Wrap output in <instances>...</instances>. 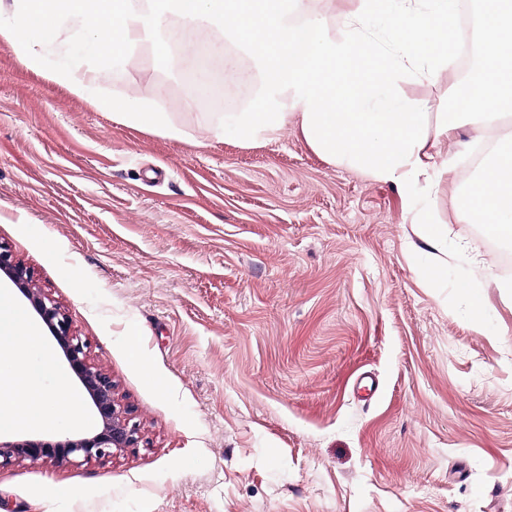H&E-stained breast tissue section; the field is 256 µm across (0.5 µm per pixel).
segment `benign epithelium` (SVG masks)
I'll list each match as a JSON object with an SVG mask.
<instances>
[{
    "mask_svg": "<svg viewBox=\"0 0 512 512\" xmlns=\"http://www.w3.org/2000/svg\"><path fill=\"white\" fill-rule=\"evenodd\" d=\"M0 272L24 294L40 319L51 330L72 374L90 397L98 426L94 433L63 442L44 439L0 440V467L30 460L60 464L77 456L83 461L117 457L144 443L133 410L116 396L115 384L104 369L89 359V344L73 329L62 307L42 289L35 287L33 272L17 261L9 248L0 244Z\"/></svg>",
    "mask_w": 512,
    "mask_h": 512,
    "instance_id": "1",
    "label": "benign epithelium"
}]
</instances>
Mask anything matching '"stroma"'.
I'll return each instance as SVG.
<instances>
[{
	"label": "stroma",
	"mask_w": 512,
	"mask_h": 512,
	"mask_svg": "<svg viewBox=\"0 0 512 512\" xmlns=\"http://www.w3.org/2000/svg\"><path fill=\"white\" fill-rule=\"evenodd\" d=\"M448 65L400 92L448 109ZM157 88L181 141L113 121L0 41V244L32 270L149 440L0 468V512H512V297L460 183L401 191L299 130L204 139L215 107L141 47L104 96ZM463 249L420 270V211ZM135 338H128V330ZM490 267V261L473 264L469 273L457 283L460 293L470 299L477 320L481 319L484 288H499L502 291L512 288V283L494 279L490 273Z\"/></svg>",
	"instance_id": "stroma-1"
}]
</instances>
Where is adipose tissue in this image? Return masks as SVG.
Here are the masks:
<instances>
[{
	"instance_id": "1",
	"label": "adipose tissue",
	"mask_w": 512,
	"mask_h": 512,
	"mask_svg": "<svg viewBox=\"0 0 512 512\" xmlns=\"http://www.w3.org/2000/svg\"><path fill=\"white\" fill-rule=\"evenodd\" d=\"M482 54L479 69L454 94L451 112L431 114L428 102L402 98L407 75L433 80L455 49L457 0H356L339 28L304 9V0H0V37L22 64L44 68L58 45L78 47L92 63H65L52 74L100 111L131 126L157 129L173 139L184 131L148 92L105 97L99 67L121 66L125 57L152 45L157 63L174 65L171 47L158 37L168 17L181 21L185 41L208 39L242 44L261 69L257 103L251 111L219 114L206 131L223 139L234 131L250 143L278 138L298 128L329 161L358 168L401 188L433 184L453 167L437 148L463 120L494 128L512 113V0H479ZM460 205L465 220L512 237V139L471 179ZM39 330L0 289V427H37L49 413L82 416L80 394L65 371L54 391L43 387L44 367L34 355Z\"/></svg>"
}]
</instances>
